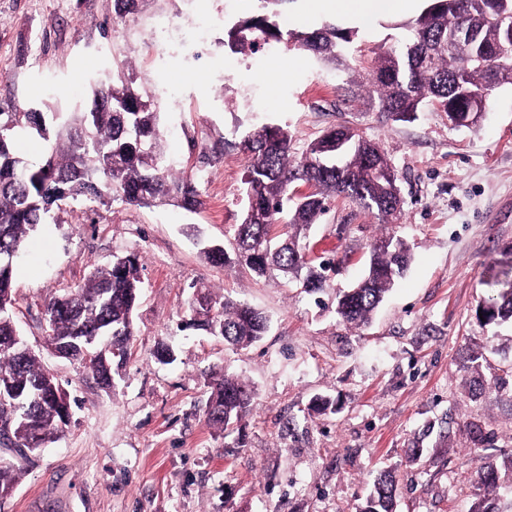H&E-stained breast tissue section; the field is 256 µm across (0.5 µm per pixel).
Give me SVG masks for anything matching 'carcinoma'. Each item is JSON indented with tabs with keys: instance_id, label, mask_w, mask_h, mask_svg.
Segmentation results:
<instances>
[{
	"instance_id": "obj_1",
	"label": "carcinoma",
	"mask_w": 512,
	"mask_h": 512,
	"mask_svg": "<svg viewBox=\"0 0 512 512\" xmlns=\"http://www.w3.org/2000/svg\"><path fill=\"white\" fill-rule=\"evenodd\" d=\"M395 46L378 55L368 91L372 107L397 121H409L427 105L446 113L457 126H467L471 96L512 86V0H427L422 13L406 26ZM356 32L326 25L312 32L283 36L275 14H258L233 27L227 45L234 51L261 49L270 41L288 39L293 49L337 66ZM87 112L0 113V375L23 393H0V447L20 458L37 451L68 423L57 393L61 384L28 351L13 312L12 254L24 239L51 218L60 202L89 198L137 206H176L196 210L203 200L197 182L211 155L204 153L196 171L177 173L161 145V115L136 92L125 73L93 91ZM26 127L45 140H55L46 160L34 166L14 147L15 129ZM249 160L244 180L247 205L241 223L220 253L203 251L214 266H242L259 277L294 284L308 294L326 288L331 262L307 258V231L328 210L330 199L343 196L388 223L402 210L394 193L398 175L375 144L346 125L334 126L313 142L301 160L291 155V136L280 126L249 130L236 143ZM302 182L313 191L298 196L290 185ZM276 224L282 232L273 233ZM409 248L395 236L376 240L363 278L336 294V313L353 325L369 320L408 266ZM141 290L139 256H115L112 265L91 273L88 282L50 299L44 306L48 346L64 341L78 345L89 336H110L116 356L98 344L96 359L75 358L89 370L99 387L110 389L114 374L130 358L133 311ZM207 305L197 310L198 297L187 301L183 328H198L224 343L247 348L260 341L269 327L263 313L227 297L199 289ZM487 324L512 322V283L502 284L481 307ZM206 416L224 436L242 429L253 406L248 385L226 372L208 380ZM20 465L0 460V490L12 488ZM478 512H495L499 476L496 463L483 458ZM397 482L383 473L374 480L359 512H393Z\"/></svg>"
}]
</instances>
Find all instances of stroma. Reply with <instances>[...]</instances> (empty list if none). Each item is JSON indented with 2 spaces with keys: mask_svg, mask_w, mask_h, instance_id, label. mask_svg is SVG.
<instances>
[{
  "mask_svg": "<svg viewBox=\"0 0 512 512\" xmlns=\"http://www.w3.org/2000/svg\"><path fill=\"white\" fill-rule=\"evenodd\" d=\"M426 5L370 26L316 17L312 28L357 31L337 69L283 41L254 55L225 47L226 31L261 12V0H139L122 19L114 0H0V113L90 109L94 84L124 71L163 114L164 151L186 171L201 145L257 125L287 129L298 157L327 128L351 126L396 167L403 209L384 224L332 199L308 233L310 255L333 261L338 290L360 278L379 237L405 240L412 254L369 323L355 326L299 289L203 259L242 219L239 151L206 167L195 211L61 203L33 237L40 251L14 264V318L69 392L72 418L28 454L0 512H355L382 471L397 479L395 512H473L482 457L512 460V326L477 317L512 247V86L494 92L473 128L430 105L395 121L343 91L371 80L396 27ZM278 59L289 66L275 75ZM130 252L142 280L131 356L104 390L43 346V304ZM197 286L264 312L265 336L236 350L203 330L178 331ZM160 345L172 362L155 359ZM476 351L500 389L476 391ZM219 370L254 393L240 446L206 420L207 377ZM324 398L335 410H319Z\"/></svg>",
  "mask_w": 512,
  "mask_h": 512,
  "instance_id": "stroma-1",
  "label": "stroma"
}]
</instances>
